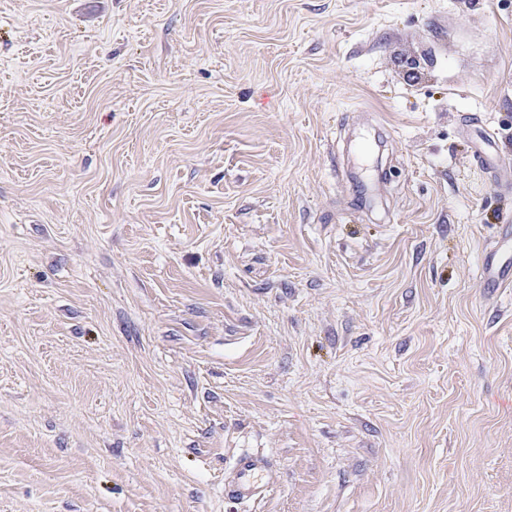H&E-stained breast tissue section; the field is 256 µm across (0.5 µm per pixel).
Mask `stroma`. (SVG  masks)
Listing matches in <instances>:
<instances>
[{"instance_id": "1", "label": "stroma", "mask_w": 512, "mask_h": 512, "mask_svg": "<svg viewBox=\"0 0 512 512\" xmlns=\"http://www.w3.org/2000/svg\"><path fill=\"white\" fill-rule=\"evenodd\" d=\"M501 224L512 0H0V512H512ZM482 279L487 288H511L512 252L503 256H490L483 262ZM279 479V471L266 455L243 452L224 478V498L238 503L260 502L279 483Z\"/></svg>"}]
</instances>
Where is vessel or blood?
<instances>
[{"label": "vessel or blood", "instance_id": "obj_1", "mask_svg": "<svg viewBox=\"0 0 512 512\" xmlns=\"http://www.w3.org/2000/svg\"><path fill=\"white\" fill-rule=\"evenodd\" d=\"M485 287L512 286V254L490 256L483 262ZM280 475L268 457L258 452L241 453L224 479L225 499L238 503L262 501L278 484Z\"/></svg>", "mask_w": 512, "mask_h": 512}]
</instances>
